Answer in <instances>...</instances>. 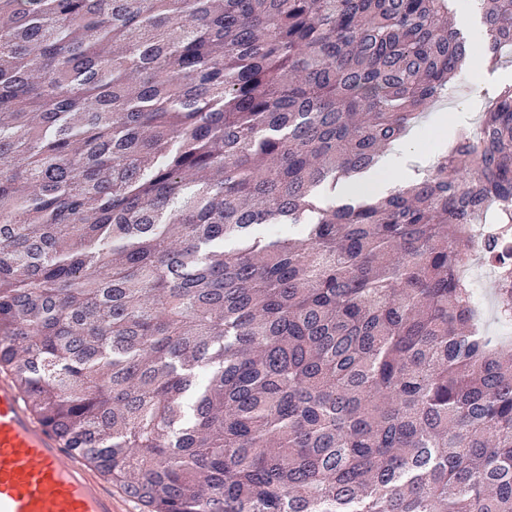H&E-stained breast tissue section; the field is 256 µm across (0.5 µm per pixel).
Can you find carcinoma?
Instances as JSON below:
<instances>
[{
	"mask_svg": "<svg viewBox=\"0 0 512 512\" xmlns=\"http://www.w3.org/2000/svg\"><path fill=\"white\" fill-rule=\"evenodd\" d=\"M0 0V372L144 512H512V84L338 205L512 0ZM463 121L457 119L452 126L448 128V118L446 117L438 128L440 147L434 156L413 155L410 151V145L413 142L411 136H407L404 140L403 151L400 155L389 153L382 158L370 170L356 175L353 178L344 180L336 184L334 190H324L322 196H326L329 200H335L336 203L357 198L364 194H385L393 186L392 174L398 176L400 180H411L415 177L413 164H419L422 167L434 165L438 154L443 153L448 148V134L455 129L460 128ZM495 221L487 222L486 217L483 220V224L473 225V234L482 240L488 238H498L502 244L500 250L497 252L496 258H489L486 260V264L493 271L496 276V283L499 288L500 284V268L502 263L506 261L512 262V234L505 235L504 226L500 227ZM474 291L481 293L484 298L482 306V310L484 312V328L492 335L499 336L504 343L512 344V333L508 336L507 329L503 325V322L500 321L495 314L497 302L494 288H491L490 283L483 282L481 284H476Z\"/></svg>",
	"mask_w": 512,
	"mask_h": 512,
	"instance_id": "cac0c4a2",
	"label": "carcinoma"
}]
</instances>
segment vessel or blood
Here are the masks:
<instances>
[{
	"instance_id": "obj_1",
	"label": "vessel or blood",
	"mask_w": 512,
	"mask_h": 512,
	"mask_svg": "<svg viewBox=\"0 0 512 512\" xmlns=\"http://www.w3.org/2000/svg\"><path fill=\"white\" fill-rule=\"evenodd\" d=\"M0 512H128L103 474L63 447L0 377Z\"/></svg>"
}]
</instances>
